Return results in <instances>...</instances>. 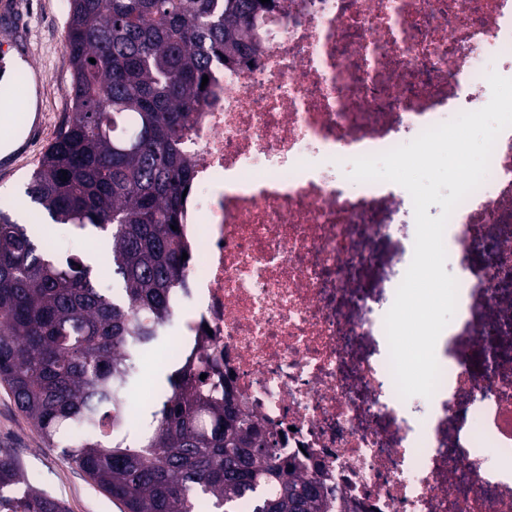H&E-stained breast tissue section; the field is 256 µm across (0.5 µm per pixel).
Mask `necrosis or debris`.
I'll use <instances>...</instances> for the list:
<instances>
[{
  "label": "necrosis or debris",
  "mask_w": 512,
  "mask_h": 512,
  "mask_svg": "<svg viewBox=\"0 0 512 512\" xmlns=\"http://www.w3.org/2000/svg\"><path fill=\"white\" fill-rule=\"evenodd\" d=\"M259 37L253 63L210 65L180 139L195 175L175 354L209 361L279 453L359 512H512V128L446 228L467 351L440 335L437 390L453 396L424 399L427 430L358 279L412 200L350 176L489 103L488 72L512 78V0H284Z\"/></svg>",
  "instance_id": "necrosis-or-debris-1"
}]
</instances>
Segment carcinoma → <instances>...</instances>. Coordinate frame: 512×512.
I'll use <instances>...</instances> for the list:
<instances>
[{"label": "carcinoma", "instance_id": "cac0c4a2", "mask_svg": "<svg viewBox=\"0 0 512 512\" xmlns=\"http://www.w3.org/2000/svg\"><path fill=\"white\" fill-rule=\"evenodd\" d=\"M68 5L74 115L25 193L53 223L111 240L112 287L0 206V383L42 442L126 512H347L276 453L274 435L243 417L229 386L204 385L189 363L171 357L157 405L128 406L144 357L167 335L172 294L187 287L186 245L172 227L193 177L178 139L202 107L200 76L215 60L253 59L258 20L279 0ZM200 415L210 427L197 426ZM0 512L67 508L25 483L0 448Z\"/></svg>", "mask_w": 512, "mask_h": 512}]
</instances>
